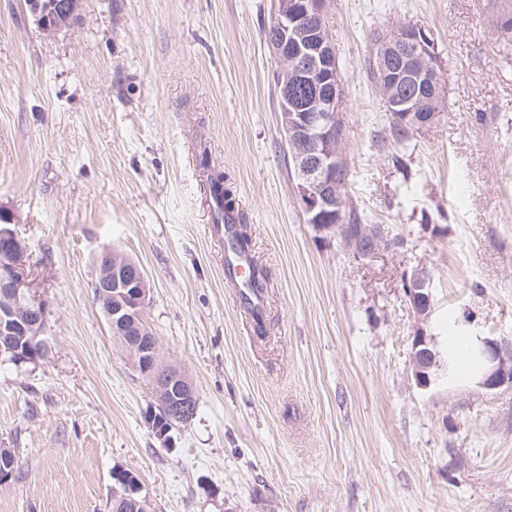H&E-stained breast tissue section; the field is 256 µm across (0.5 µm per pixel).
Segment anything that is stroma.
Returning a JSON list of instances; mask_svg holds the SVG:
<instances>
[{"instance_id":"obj_1","label":"stroma","mask_w":512,"mask_h":512,"mask_svg":"<svg viewBox=\"0 0 512 512\" xmlns=\"http://www.w3.org/2000/svg\"><path fill=\"white\" fill-rule=\"evenodd\" d=\"M276 0H81L70 26L0 0V221L29 254L48 350L0 364V512H107L112 471L151 512H512V387L412 377L417 329L512 336V45L491 0H328L344 85L347 208L389 246L355 258L308 224L284 154L264 32ZM431 29L435 124L393 142L372 32ZM270 273L266 335L224 279L200 151ZM134 259L143 318L197 413L157 439L148 383L93 297L95 259ZM432 277L419 322L404 283Z\"/></svg>"}]
</instances>
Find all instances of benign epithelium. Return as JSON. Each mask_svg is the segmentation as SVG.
<instances>
[{
	"label": "benign epithelium",
	"instance_id": "1",
	"mask_svg": "<svg viewBox=\"0 0 512 512\" xmlns=\"http://www.w3.org/2000/svg\"><path fill=\"white\" fill-rule=\"evenodd\" d=\"M79 0H28L37 26L51 34L70 25ZM327 0H279L267 44L280 66L281 97L284 102L281 131L284 144L292 150L297 190L305 213L320 232L343 237V244L356 256H363L361 238L344 224L343 199L338 191V176L345 163L341 151L344 90L335 47L326 27ZM400 57L403 75L414 83H429L432 94L424 99L403 98V86L394 79L393 59ZM373 63L376 84L391 100V106L409 107L402 114L420 128L433 125L435 106L442 85L440 60L433 31L414 24H401L380 34L375 43ZM27 247L9 224H0V334L35 336L39 353L48 348L44 334L46 307L29 301ZM101 300L109 302V331L128 355L133 368L151 385L156 396L172 392L181 385V394L166 402L168 414L186 416L196 403L193 386L184 373L158 362L156 338L139 327L137 318L150 294L148 277L139 264L107 251L97 268L95 280ZM405 291L422 322L432 308L430 275L417 270L406 279ZM484 370L478 384L494 390L512 385V338L481 342ZM441 366L440 352L431 337L419 330L413 341L412 374L415 384L426 389ZM139 488L123 497L112 498L108 508H131L150 512L146 498H135Z\"/></svg>",
	"mask_w": 512,
	"mask_h": 512
}]
</instances>
